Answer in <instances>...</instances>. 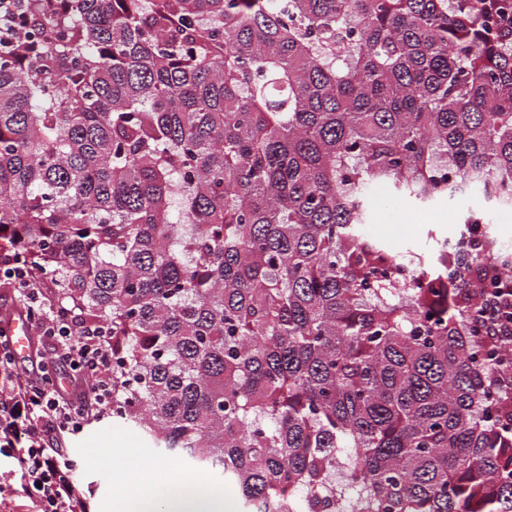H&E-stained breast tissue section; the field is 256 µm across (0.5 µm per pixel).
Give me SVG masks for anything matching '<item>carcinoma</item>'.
I'll list each match as a JSON object with an SVG mask.
<instances>
[{"label": "carcinoma", "mask_w": 512, "mask_h": 512, "mask_svg": "<svg viewBox=\"0 0 512 512\" xmlns=\"http://www.w3.org/2000/svg\"><path fill=\"white\" fill-rule=\"evenodd\" d=\"M18 29L0 252L112 336L115 422L242 512H512V338L475 324L512 259L365 228L379 186L512 205V0H34Z\"/></svg>", "instance_id": "carcinoma-1"}]
</instances>
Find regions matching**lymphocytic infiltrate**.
Here are the masks:
<instances>
[{"label": "lymphocytic infiltrate", "instance_id": "1", "mask_svg": "<svg viewBox=\"0 0 512 512\" xmlns=\"http://www.w3.org/2000/svg\"><path fill=\"white\" fill-rule=\"evenodd\" d=\"M32 313V328L56 365L75 375L58 386L49 370L19 377L8 330L0 326V455L9 458L29 498V512H87L83 488L72 478L70 439L112 408V345L103 328L65 305L20 262L0 272ZM479 331L487 341L512 336V290L490 285Z\"/></svg>", "mask_w": 512, "mask_h": 512}]
</instances>
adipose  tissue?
Wrapping results in <instances>:
<instances>
[{
	"label": "adipose tissue",
	"instance_id": "1",
	"mask_svg": "<svg viewBox=\"0 0 512 512\" xmlns=\"http://www.w3.org/2000/svg\"><path fill=\"white\" fill-rule=\"evenodd\" d=\"M172 493L160 498L153 481H144L130 493H120L112 503L113 512H222V505L202 491L200 481L191 477H176L168 482Z\"/></svg>",
	"mask_w": 512,
	"mask_h": 512
}]
</instances>
